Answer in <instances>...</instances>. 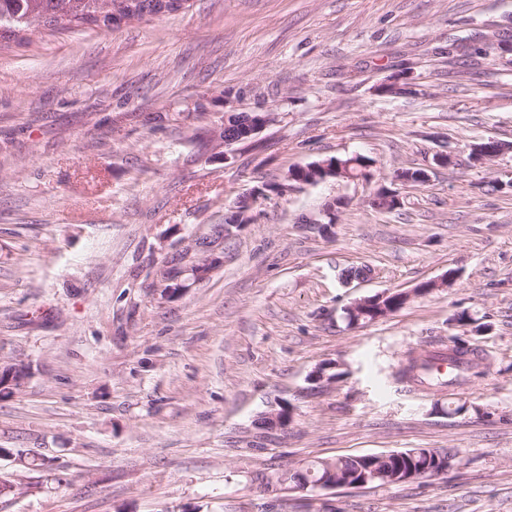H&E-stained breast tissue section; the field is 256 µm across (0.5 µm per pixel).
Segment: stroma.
<instances>
[{
  "mask_svg": "<svg viewBox=\"0 0 512 512\" xmlns=\"http://www.w3.org/2000/svg\"><path fill=\"white\" fill-rule=\"evenodd\" d=\"M228 97L271 116L251 145L217 140ZM487 138L512 142V0H194L0 43V365L29 369L0 397V512H512V152L466 163ZM354 154L430 180L391 212L362 182L268 194L205 279L154 295L238 194ZM332 202L330 233L306 226ZM383 291L412 298L348 325ZM464 311L486 332L454 324ZM451 336L489 353L481 381L395 382ZM323 364L335 381L311 380ZM281 409L288 426L262 429ZM408 448L457 463L317 493L253 480Z\"/></svg>",
  "mask_w": 512,
  "mask_h": 512,
  "instance_id": "obj_1",
  "label": "stroma"
}]
</instances>
